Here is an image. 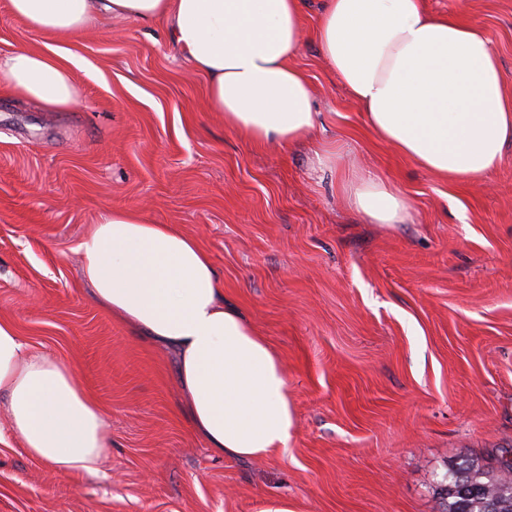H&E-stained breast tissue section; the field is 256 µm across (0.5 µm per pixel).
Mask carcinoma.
I'll list each match as a JSON object with an SVG mask.
<instances>
[{
  "instance_id": "carcinoma-1",
  "label": "carcinoma",
  "mask_w": 512,
  "mask_h": 512,
  "mask_svg": "<svg viewBox=\"0 0 512 512\" xmlns=\"http://www.w3.org/2000/svg\"><path fill=\"white\" fill-rule=\"evenodd\" d=\"M491 497L500 512H512V468L498 471L463 460L440 484L438 512H486L485 501Z\"/></svg>"
}]
</instances>
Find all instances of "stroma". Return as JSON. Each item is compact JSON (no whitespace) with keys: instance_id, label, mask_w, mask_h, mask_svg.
<instances>
[{"instance_id":"1","label":"stroma","mask_w":512,"mask_h":512,"mask_svg":"<svg viewBox=\"0 0 512 512\" xmlns=\"http://www.w3.org/2000/svg\"><path fill=\"white\" fill-rule=\"evenodd\" d=\"M293 63L315 141L258 145L211 109L168 25L93 21L37 33L0 0V54L53 44L84 60L77 107L0 94V319L72 367L111 423L98 475L24 452L0 402V512H436L463 459L512 454V145L483 183L448 184L378 141L313 38ZM479 28L512 83V0H426ZM346 145L341 168L321 143ZM372 175L412 206L373 224L344 180ZM135 207L193 236L225 299L278 351L294 413L287 454L211 455L181 405L175 356L89 296L77 246L102 210Z\"/></svg>"}]
</instances>
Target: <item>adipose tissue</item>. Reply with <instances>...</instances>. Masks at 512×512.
<instances>
[{"instance_id": "1", "label": "adipose tissue", "mask_w": 512, "mask_h": 512, "mask_svg": "<svg viewBox=\"0 0 512 512\" xmlns=\"http://www.w3.org/2000/svg\"><path fill=\"white\" fill-rule=\"evenodd\" d=\"M39 33L69 35L97 17L169 21L170 36L209 79L228 130L295 144L318 127L311 88L292 64L305 0H8ZM314 39L374 135L438 178L482 181L512 144V93L482 32L424 0H321ZM76 57L56 47L0 55V89L49 110L79 101ZM375 224H402L406 197L367 176L345 183ZM90 297L113 318L174 350L193 432L219 458L287 452L293 411L279 355L234 306L208 253L170 224L108 208L79 244ZM0 396L25 452L64 472L95 474L110 422L73 369L34 352L0 319Z\"/></svg>"}]
</instances>
